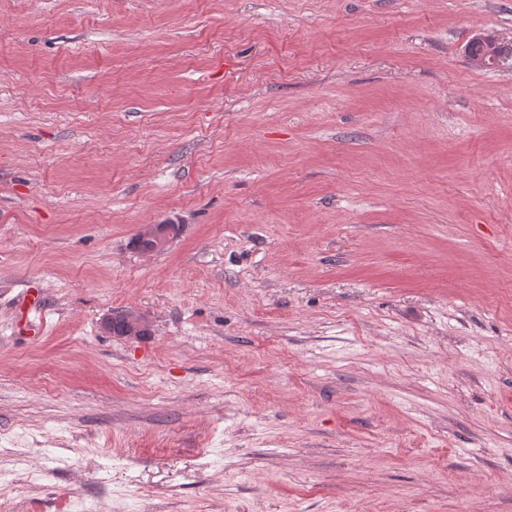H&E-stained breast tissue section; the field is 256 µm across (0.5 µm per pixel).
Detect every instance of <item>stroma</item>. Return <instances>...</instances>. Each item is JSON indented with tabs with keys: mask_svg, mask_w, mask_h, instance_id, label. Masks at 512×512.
<instances>
[{
	"mask_svg": "<svg viewBox=\"0 0 512 512\" xmlns=\"http://www.w3.org/2000/svg\"><path fill=\"white\" fill-rule=\"evenodd\" d=\"M477 33L512 0H0V512H512ZM170 226L171 224H150L147 227V232L151 240L142 238L141 234L138 233L135 237L137 249L143 252L151 250V241L153 242L152 252L164 249L173 237Z\"/></svg>",
	"mask_w": 512,
	"mask_h": 512,
	"instance_id": "obj_1",
	"label": "stroma"
}]
</instances>
